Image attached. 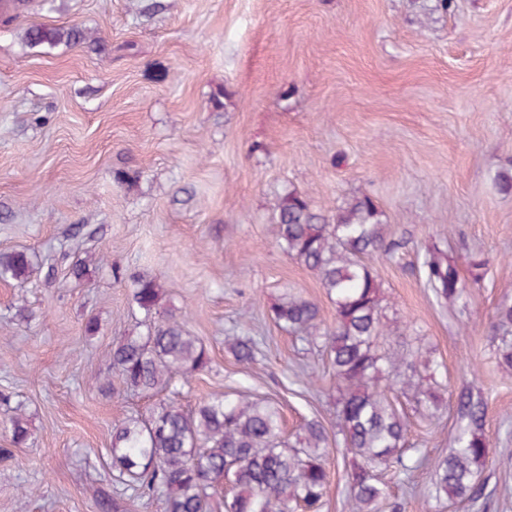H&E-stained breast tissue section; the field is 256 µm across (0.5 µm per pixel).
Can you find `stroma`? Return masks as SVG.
Segmentation results:
<instances>
[{
	"label": "stroma",
	"mask_w": 512,
	"mask_h": 512,
	"mask_svg": "<svg viewBox=\"0 0 512 512\" xmlns=\"http://www.w3.org/2000/svg\"><path fill=\"white\" fill-rule=\"evenodd\" d=\"M33 23L90 40L34 47ZM509 177L512 0H39L0 25V251L44 261L25 287L0 284V446L15 409L31 433L0 460V512H99L98 493L116 492L112 426L154 404L98 390L137 328V275L157 279L161 309L186 315L210 354L179 402L265 398L291 437L318 420L324 512H349L327 352L272 319L290 290L335 320L317 275L271 232L293 189L329 214L370 195L401 243L372 261L387 296L379 348L431 359L444 403L431 416L390 393L420 461L383 471L392 498L404 512H512V374L489 331L512 302V189L497 184ZM434 240L487 261L454 308L420 273ZM244 336L249 366L229 349ZM465 387L488 406L491 458L480 505L458 510L437 497L432 464L460 430Z\"/></svg>",
	"instance_id": "obj_1"
}]
</instances>
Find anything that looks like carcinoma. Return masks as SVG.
I'll return each mask as SVG.
<instances>
[{
  "instance_id": "obj_1",
  "label": "carcinoma",
  "mask_w": 512,
  "mask_h": 512,
  "mask_svg": "<svg viewBox=\"0 0 512 512\" xmlns=\"http://www.w3.org/2000/svg\"><path fill=\"white\" fill-rule=\"evenodd\" d=\"M24 40L32 46L80 45L86 35L77 26L32 24ZM273 226L277 244L318 276L335 306V325L324 326L319 306L290 292L272 306L273 319L284 330L323 339L341 391L337 434L343 447L362 460L347 472L352 512H379L388 492L377 468L409 472L415 452L407 442L408 421L385 390L410 393L427 409L439 403L435 391L420 382L414 361L377 350L384 292L369 260L391 254L398 243L387 240L377 206L367 195L326 214L288 190L278 197ZM485 265L478 256L470 258L465 278L458 257L436 242L422 261L427 286L449 304L460 302L469 285L481 281ZM38 267L37 255L28 250L1 251L0 283L21 287ZM159 297L155 278L134 279L132 308L157 320L146 325V333L126 336L112 349V367L124 388L151 398L171 389L175 375L186 379L210 363L206 347L186 328L187 319L160 310ZM492 329L512 336V304L498 307ZM231 351L248 365L255 360L256 345L241 338ZM456 408L464 426L455 447L435 464L434 482L448 501L475 503L483 497L478 477L490 457L487 406L463 390ZM10 433L11 447L0 448L5 459L15 458L13 449L30 437L19 407L10 418ZM327 442L322 424L308 420L295 443H289L280 409L265 399L216 393L190 409L161 401L148 413L132 412L113 426L112 479L142 496H159L163 512H213L218 499L224 512H323L330 486Z\"/></svg>"
}]
</instances>
